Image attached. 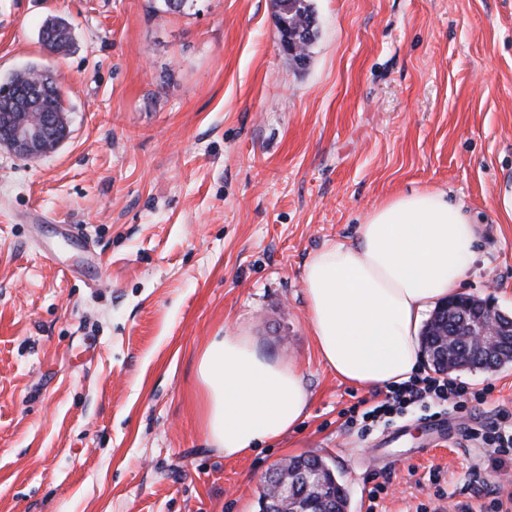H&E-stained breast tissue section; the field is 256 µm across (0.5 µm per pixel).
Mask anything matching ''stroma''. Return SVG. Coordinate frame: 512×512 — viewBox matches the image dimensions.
Masks as SVG:
<instances>
[{"mask_svg": "<svg viewBox=\"0 0 512 512\" xmlns=\"http://www.w3.org/2000/svg\"><path fill=\"white\" fill-rule=\"evenodd\" d=\"M312 5L299 66L274 0H0V82L51 69L70 130L40 157L0 147V512H260L266 472L307 454L350 512L374 473L384 512L512 494V462L463 435L512 409V363L457 372L489 394L444 434L413 407L361 436L343 412L374 391L322 363L303 284L365 212L443 188L482 229L461 293L512 316V0ZM51 16L67 54L41 43ZM238 329L299 367L311 405L230 460L204 439L196 364ZM41 39L51 52L66 53L73 39L69 22L61 17L46 19L42 26Z\"/></svg>", "mask_w": 512, "mask_h": 512, "instance_id": "1", "label": "stroma"}]
</instances>
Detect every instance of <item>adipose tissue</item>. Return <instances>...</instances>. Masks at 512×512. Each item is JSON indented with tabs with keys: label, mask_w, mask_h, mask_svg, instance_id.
<instances>
[{
	"label": "adipose tissue",
	"mask_w": 512,
	"mask_h": 512,
	"mask_svg": "<svg viewBox=\"0 0 512 512\" xmlns=\"http://www.w3.org/2000/svg\"><path fill=\"white\" fill-rule=\"evenodd\" d=\"M477 239L463 203L440 188L414 190L367 212L354 241L312 254L304 292L324 365L359 387L407 381L420 367L422 323L458 294ZM197 375L204 436L225 458L279 440L308 414L299 368L268 358L244 332L212 337Z\"/></svg>",
	"instance_id": "1"
}]
</instances>
